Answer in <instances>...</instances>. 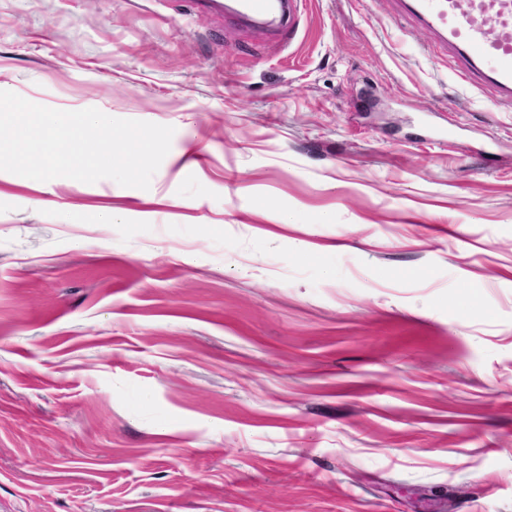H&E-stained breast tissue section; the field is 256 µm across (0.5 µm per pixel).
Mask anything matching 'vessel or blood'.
Wrapping results in <instances>:
<instances>
[{"label":"vessel or blood","mask_w":512,"mask_h":512,"mask_svg":"<svg viewBox=\"0 0 512 512\" xmlns=\"http://www.w3.org/2000/svg\"><path fill=\"white\" fill-rule=\"evenodd\" d=\"M460 62L458 78L494 86L512 105V0H398ZM228 12L284 40L297 35L298 0H233Z\"/></svg>","instance_id":"1"}]
</instances>
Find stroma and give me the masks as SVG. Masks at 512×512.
I'll use <instances>...</instances> for the list:
<instances>
[{
    "label": "stroma",
    "instance_id": "obj_1",
    "mask_svg": "<svg viewBox=\"0 0 512 512\" xmlns=\"http://www.w3.org/2000/svg\"><path fill=\"white\" fill-rule=\"evenodd\" d=\"M457 69L396 0H0V90L175 129L146 190L0 174V512H512V107ZM298 1L300 0H234L226 10L242 21L270 28L282 40L293 41L297 35Z\"/></svg>",
    "mask_w": 512,
    "mask_h": 512
}]
</instances>
